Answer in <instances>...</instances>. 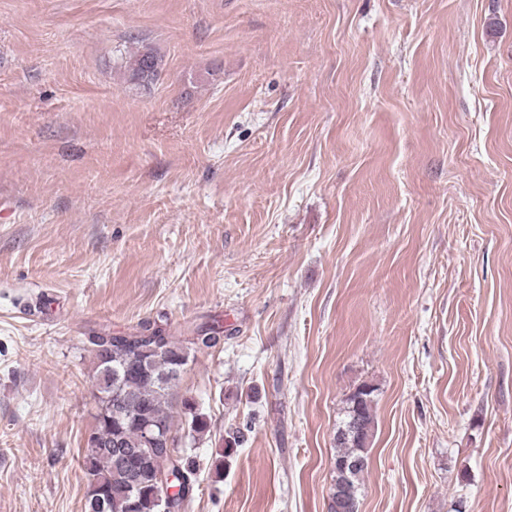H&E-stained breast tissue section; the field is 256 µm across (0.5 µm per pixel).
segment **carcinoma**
<instances>
[{
    "mask_svg": "<svg viewBox=\"0 0 512 512\" xmlns=\"http://www.w3.org/2000/svg\"><path fill=\"white\" fill-rule=\"evenodd\" d=\"M129 76L138 84H151L160 75L161 59L157 52L144 46L126 61ZM223 327L218 323L199 326L187 336H172L147 324L114 334L103 331L89 337L94 364L93 378L100 393L110 395L117 387L123 398L120 416L97 406L92 432L97 446L86 445L83 462L89 479L84 512H101L94 499L104 501L127 499V512H182L196 482V465L176 446L163 442L152 449L151 455L139 461L142 480L139 489H129V470L116 464L112 444L120 442L126 448H144V427L160 428L173 434V408L178 406L190 417V432L201 434L208 428L207 420L197 413L188 399L177 400L181 374L191 354L211 349L223 340ZM375 385L364 382L347 396L342 407V419L336 427L337 461H360L354 470H333L332 488L348 491L340 512H359V496L367 469V449L375 427ZM166 473L174 477L171 487L176 492L161 496L155 475Z\"/></svg>",
    "mask_w": 512,
    "mask_h": 512,
    "instance_id": "cac0c4a2",
    "label": "carcinoma"
}]
</instances>
